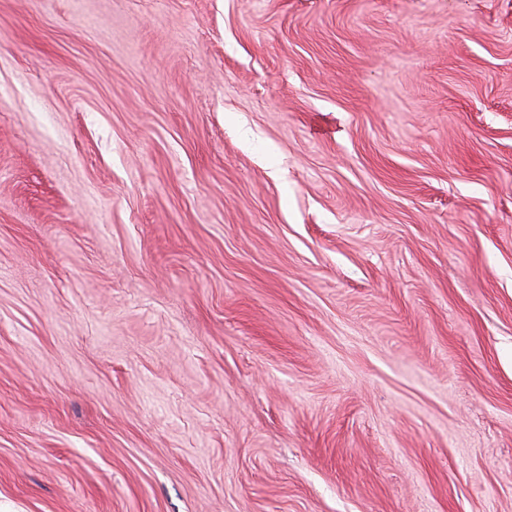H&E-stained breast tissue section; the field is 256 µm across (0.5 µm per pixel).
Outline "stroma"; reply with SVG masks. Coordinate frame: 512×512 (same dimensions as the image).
Masks as SVG:
<instances>
[{
	"mask_svg": "<svg viewBox=\"0 0 512 512\" xmlns=\"http://www.w3.org/2000/svg\"><path fill=\"white\" fill-rule=\"evenodd\" d=\"M0 512H512V0H0Z\"/></svg>",
	"mask_w": 512,
	"mask_h": 512,
	"instance_id": "35a3bbf8",
	"label": "stroma"
}]
</instances>
